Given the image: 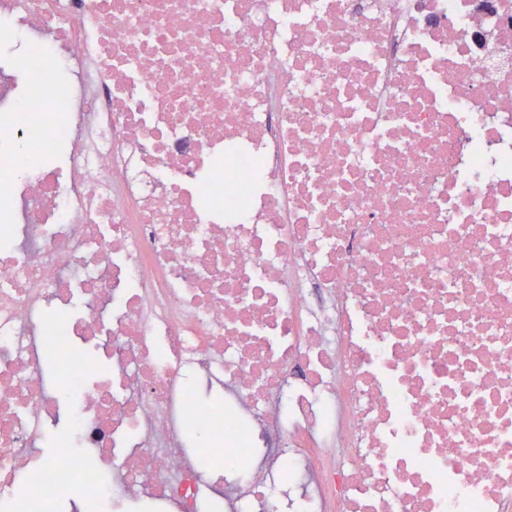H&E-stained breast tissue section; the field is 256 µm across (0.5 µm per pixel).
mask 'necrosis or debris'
Returning <instances> with one entry per match:
<instances>
[{"mask_svg": "<svg viewBox=\"0 0 512 512\" xmlns=\"http://www.w3.org/2000/svg\"><path fill=\"white\" fill-rule=\"evenodd\" d=\"M0 28V505L512 512V0Z\"/></svg>", "mask_w": 512, "mask_h": 512, "instance_id": "1", "label": "necrosis or debris"}]
</instances>
